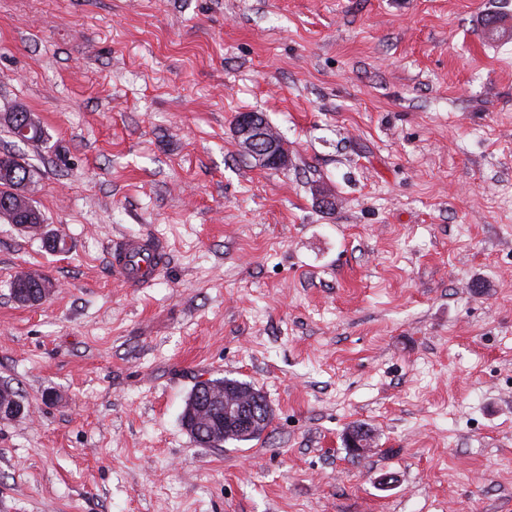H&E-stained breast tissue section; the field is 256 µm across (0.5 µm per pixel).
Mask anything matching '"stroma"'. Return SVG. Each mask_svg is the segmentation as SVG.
<instances>
[{
	"label": "stroma",
	"instance_id": "1",
	"mask_svg": "<svg viewBox=\"0 0 512 512\" xmlns=\"http://www.w3.org/2000/svg\"><path fill=\"white\" fill-rule=\"evenodd\" d=\"M501 3L0 0V152L70 243L0 222V380L26 406L0 512H512ZM19 108L42 145L8 133ZM243 112L287 169L240 155ZM138 234L168 263L133 291L109 254ZM22 270L46 301L13 300ZM224 377L272 421L206 448L181 413Z\"/></svg>",
	"mask_w": 512,
	"mask_h": 512
}]
</instances>
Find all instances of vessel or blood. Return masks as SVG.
<instances>
[{
  "mask_svg": "<svg viewBox=\"0 0 512 512\" xmlns=\"http://www.w3.org/2000/svg\"><path fill=\"white\" fill-rule=\"evenodd\" d=\"M167 260L166 251L151 236H126L112 243V270L128 288H143L153 280Z\"/></svg>",
  "mask_w": 512,
  "mask_h": 512,
  "instance_id": "1",
  "label": "vessel or blood"
}]
</instances>
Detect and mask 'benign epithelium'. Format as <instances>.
<instances>
[{
    "label": "benign epithelium",
    "instance_id": "1",
    "mask_svg": "<svg viewBox=\"0 0 512 512\" xmlns=\"http://www.w3.org/2000/svg\"><path fill=\"white\" fill-rule=\"evenodd\" d=\"M14 135L21 141L27 140L33 132L39 129V122L28 111L10 116ZM235 137L242 156L254 159L259 165L285 170L288 168V149L278 131L267 124L265 117L256 112L240 114L235 122ZM8 181L12 184L11 194L27 201L32 200L31 181L14 178V172L7 166H0V182ZM12 223L27 233L40 234L45 224L35 208L26 212L12 215ZM218 405L206 403L199 410L189 409L187 421L197 425L204 420L210 433V444L224 439L227 431L231 429H245L254 425L257 414L254 406H248L239 400L224 403V417L218 418L216 413ZM347 447L350 453L362 456L371 451L372 442L363 436L347 433Z\"/></svg>",
    "mask_w": 512,
    "mask_h": 512
}]
</instances>
